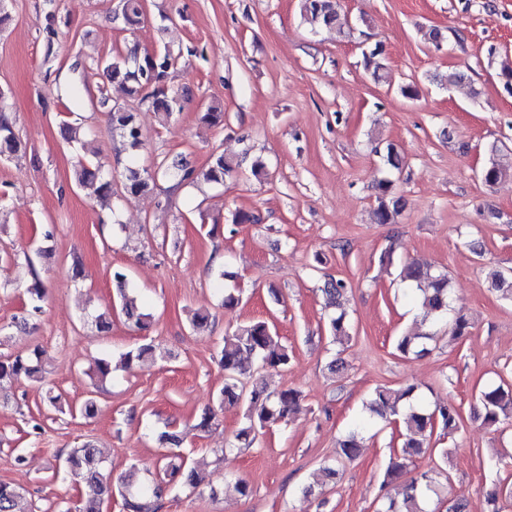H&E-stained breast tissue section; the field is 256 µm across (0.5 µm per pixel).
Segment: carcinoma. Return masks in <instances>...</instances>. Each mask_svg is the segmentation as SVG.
I'll return each mask as SVG.
<instances>
[{
	"mask_svg": "<svg viewBox=\"0 0 512 512\" xmlns=\"http://www.w3.org/2000/svg\"><path fill=\"white\" fill-rule=\"evenodd\" d=\"M144 12L142 0H123L122 17L129 26L140 22ZM301 17L311 31L320 29L341 30L348 26V19L338 9L336 0H301ZM176 56L170 49L162 52L146 53L142 56L130 50L127 56L112 58L105 62L104 72L110 78L126 86L129 96L147 102L162 120L171 119L184 108L182 98L169 94L162 87L168 70L175 64ZM362 63L375 81H380L386 68L385 55L372 49L362 54ZM108 107V120L112 131L119 134L128 149L137 151L144 145L143 133L137 122L136 114L118 103L102 101ZM22 147L7 113L0 107V157H11ZM249 153L240 157H227L222 154L213 157L208 167L194 173L180 161H164L142 172L128 170L125 176L124 191L130 195H139L149 188V182L156 177H177L180 181L222 183L242 172ZM75 181L83 189L99 199L112 196V174L103 170V166L90 160L80 159L75 167ZM378 205L374 211L377 223L390 224L402 212L405 202L392 192V181L383 179L378 184ZM31 284L26 288L31 311H41V303L46 297L43 284L33 263H28ZM401 280L410 282L419 291L416 303L419 310V328L410 329L398 338L397 351L404 357L421 355L427 351L426 341L435 338L437 327L446 324L453 336L460 338L468 333L469 322L462 316H450L451 296L448 274L435 271L418 262L406 264L400 273ZM116 297L121 313L139 329H146L151 323L152 314L146 311L140 295L132 286L127 271L116 268L112 271ZM488 282L497 287V292L506 299H512V280L502 276V271L492 269L488 272ZM329 328L334 339L343 342L350 338V324L345 312L329 318ZM157 347L152 343H143L133 350L126 351L117 359L98 360L94 375L99 381L110 378L114 366L126 365L133 361H143L158 357ZM256 358L261 368L276 370L290 361L288 347L281 344L265 321H252L237 327L233 332L224 334L220 348V363L224 366V389L220 392V403L244 407L241 427L236 431L234 440L237 445L250 447L261 431L284 421L299 406L301 394L293 389H284L277 394L268 392L265 383L255 381L246 389L238 378L242 360ZM45 368L39 357L0 358V399L8 397L12 386L26 380L42 385L45 382ZM417 389L408 385L398 389L376 388L366 405L365 421L371 422L378 417L390 423L399 424L405 430L404 440L399 451L390 457L385 472L386 481H391L410 472L416 457L429 448L435 425L453 433L459 426L460 415L452 404L437 402L430 412L417 410L406 405ZM475 413L489 428H497L512 422V386L503 382L495 387L480 391ZM361 427L357 426L339 443L338 459L352 461L357 457L360 444ZM161 447L166 449L162 459L164 475L175 479L180 477L183 484L194 489L199 480L193 469L186 467V461L176 449L181 447L184 436L177 431H163L158 436ZM64 471L77 479L80 486L78 512H102L106 499L119 494L126 512H158L161 505L157 500L164 491L163 482L135 487L133 475H125L118 483L103 474V460L97 449L89 442L69 449L63 457ZM437 493V480L434 473L425 471L409 477L398 492V496L386 495L381 498L378 512H430L427 504L430 494ZM22 494L16 487L0 482V512H28L22 507Z\"/></svg>",
	"mask_w": 512,
	"mask_h": 512,
	"instance_id": "1",
	"label": "carcinoma"
}]
</instances>
